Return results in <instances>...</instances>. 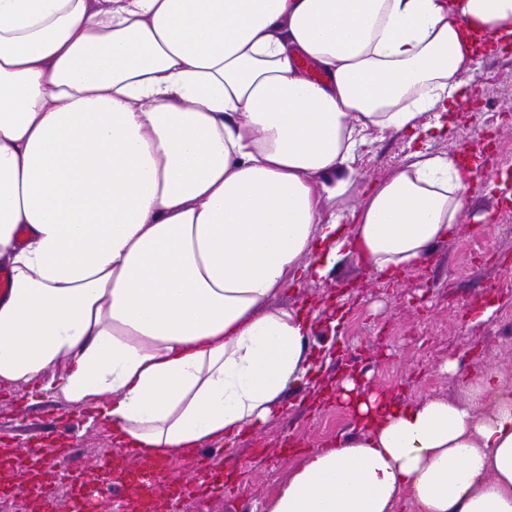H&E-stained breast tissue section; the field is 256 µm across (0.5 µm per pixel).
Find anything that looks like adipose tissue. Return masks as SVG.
I'll return each instance as SVG.
<instances>
[{
	"label": "adipose tissue",
	"instance_id": "1",
	"mask_svg": "<svg viewBox=\"0 0 512 512\" xmlns=\"http://www.w3.org/2000/svg\"><path fill=\"white\" fill-rule=\"evenodd\" d=\"M511 35L512 0H0V383L146 460L257 429L310 368L272 299L353 253L423 264L483 170L414 147L349 209L364 147L445 130ZM461 386L347 380L359 432L267 512H512V388Z\"/></svg>",
	"mask_w": 512,
	"mask_h": 512
}]
</instances>
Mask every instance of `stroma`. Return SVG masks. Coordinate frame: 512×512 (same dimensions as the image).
I'll return each instance as SVG.
<instances>
[{"label": "stroma", "instance_id": "stroma-1", "mask_svg": "<svg viewBox=\"0 0 512 512\" xmlns=\"http://www.w3.org/2000/svg\"><path fill=\"white\" fill-rule=\"evenodd\" d=\"M485 134L496 145L498 166L512 169V44L480 58L467 101L449 117L447 131L434 133L428 146L451 154L481 147ZM406 141L405 134L394 133L365 147L349 205L358 204L368 181L403 163ZM477 226L484 227L483 236H474ZM490 294L495 309L485 319L480 308ZM273 304L312 318V354L319 362L304 383L281 398L260 430L225 446L224 470H243L240 483L213 486L211 473H194L187 460L176 458L170 478L193 474L206 487L203 494L182 500L179 512H242L245 504L272 500L304 456L356 429L352 409L338 396L349 372L404 404L459 396V376L444 370L451 360L458 361L461 374L493 367L512 386V197L502 195L491 180L477 183L454 234L427 263L402 272L393 285L383 284L350 256L326 276L286 289ZM53 423L68 424L65 436L86 486L111 482L131 491L126 473L115 476L89 466L120 450L110 422L86 425L76 408L56 397L25 406L13 386L0 384V440L28 448L29 459L40 466L35 474L8 472V485H0V512H47L50 493L54 512H73L72 487L59 483L44 465L56 453L42 439L44 426ZM17 485L25 486L24 494L14 493Z\"/></svg>", "mask_w": 512, "mask_h": 512}]
</instances>
